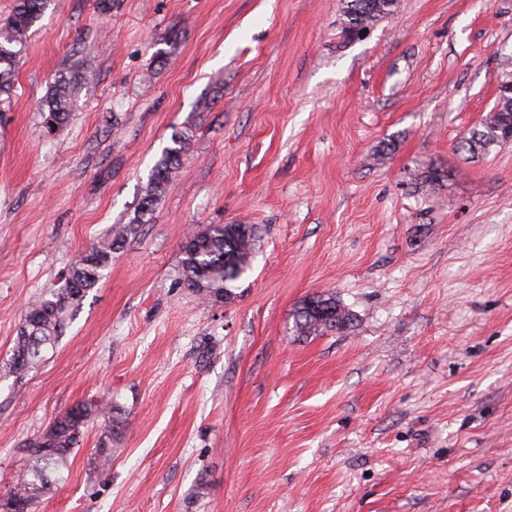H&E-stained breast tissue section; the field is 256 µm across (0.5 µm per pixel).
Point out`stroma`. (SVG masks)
I'll use <instances>...</instances> for the list:
<instances>
[{"label": "stroma", "instance_id": "1", "mask_svg": "<svg viewBox=\"0 0 512 512\" xmlns=\"http://www.w3.org/2000/svg\"><path fill=\"white\" fill-rule=\"evenodd\" d=\"M345 4L49 0L0 100V362L193 142L56 349L0 374V494L91 401L114 430L84 425L38 512H512V142L456 149L512 74V0H399L358 36ZM207 224L257 231L229 303L183 282ZM315 293L347 330L296 333ZM69 86L65 82H56L51 86L46 97L44 121L49 131H53L52 124L58 128L69 115Z\"/></svg>", "mask_w": 512, "mask_h": 512}]
</instances>
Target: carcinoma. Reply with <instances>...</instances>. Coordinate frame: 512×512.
Returning a JSON list of instances; mask_svg holds the SVG:
<instances>
[{
	"label": "carcinoma",
	"mask_w": 512,
	"mask_h": 512,
	"mask_svg": "<svg viewBox=\"0 0 512 512\" xmlns=\"http://www.w3.org/2000/svg\"><path fill=\"white\" fill-rule=\"evenodd\" d=\"M399 0H347L345 24L350 30L370 28L390 17ZM47 0H16L12 13L0 20V94L10 93L17 62L15 47L24 43L32 26L41 18ZM48 130L62 125L69 115V86L57 82L46 97ZM512 126V97L498 100L479 126L458 143V149L476 155L506 142L502 129ZM173 145L164 149L143 191L135 216L92 245L67 271L58 287L42 292L27 307L10 359L0 367L17 378L36 367L55 349L73 311L88 292L96 288L102 271L112 262V253L145 222L164 196L172 174L190 150L192 134L185 130L172 135ZM257 241L256 230L248 224H208L187 235L181 246V269L185 285L211 303L236 298L235 283L251 268ZM352 314L333 295L314 294L299 305L294 319L301 336L341 332L351 325ZM95 417L112 422V411L91 402L79 404L57 417L48 429L32 439L28 459L13 488L0 495V512H36L42 497L65 480L63 471L78 445L81 427Z\"/></svg>",
	"instance_id": "obj_1"
}]
</instances>
